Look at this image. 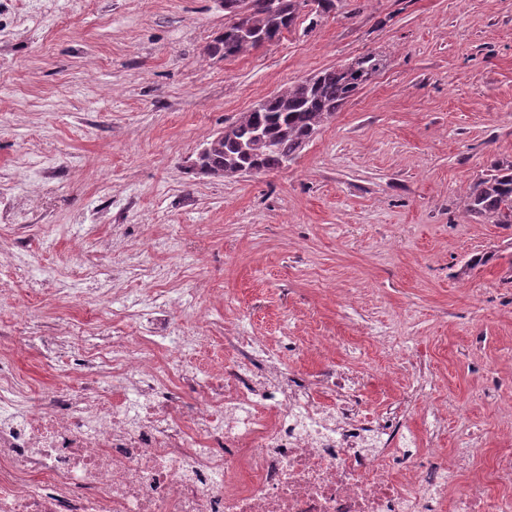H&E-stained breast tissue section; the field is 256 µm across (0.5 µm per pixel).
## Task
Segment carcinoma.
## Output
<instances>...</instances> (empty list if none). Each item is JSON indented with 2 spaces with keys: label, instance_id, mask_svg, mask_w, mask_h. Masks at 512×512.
Wrapping results in <instances>:
<instances>
[{
  "label": "carcinoma",
  "instance_id": "1",
  "mask_svg": "<svg viewBox=\"0 0 512 512\" xmlns=\"http://www.w3.org/2000/svg\"><path fill=\"white\" fill-rule=\"evenodd\" d=\"M332 0H255V7L232 27L234 34L215 51L222 57H235L261 45L258 37L271 41L289 29L300 11H324ZM382 66V59L367 54L348 68L337 66L298 81L288 90L267 99L260 112H246L234 122L231 139L213 143L207 164L236 175L245 166L257 163L259 171L281 168L294 161L317 128L333 117L339 108L367 83ZM466 212L493 224L512 226V161L497 162L491 173L469 188Z\"/></svg>",
  "mask_w": 512,
  "mask_h": 512
}]
</instances>
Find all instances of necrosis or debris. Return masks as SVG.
<instances>
[{"instance_id": "obj_1", "label": "necrosis or debris", "mask_w": 512, "mask_h": 512, "mask_svg": "<svg viewBox=\"0 0 512 512\" xmlns=\"http://www.w3.org/2000/svg\"><path fill=\"white\" fill-rule=\"evenodd\" d=\"M223 381L188 365L162 375L154 350L102 338L79 394L54 392L19 410L0 371V512H442L454 460L395 468L402 444L437 438L360 413L355 379L304 381L257 336H234ZM190 389L194 402L182 391ZM512 486L500 455L456 512H505L490 485Z\"/></svg>"}]
</instances>
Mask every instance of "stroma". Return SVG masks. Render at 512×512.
<instances>
[{"mask_svg":"<svg viewBox=\"0 0 512 512\" xmlns=\"http://www.w3.org/2000/svg\"><path fill=\"white\" fill-rule=\"evenodd\" d=\"M0 15L1 362L25 404L78 391L99 336L193 290L178 334L197 373L230 336L283 367L359 382L380 416L441 411L430 462L469 451L449 495L512 451V227L468 215L512 161V0H334L225 59L222 0H16ZM366 54L383 66L288 166L212 177L188 157L294 82ZM55 328L56 369L33 334Z\"/></svg>","mask_w":512,"mask_h":512,"instance_id":"obj_1","label":"stroma"}]
</instances>
